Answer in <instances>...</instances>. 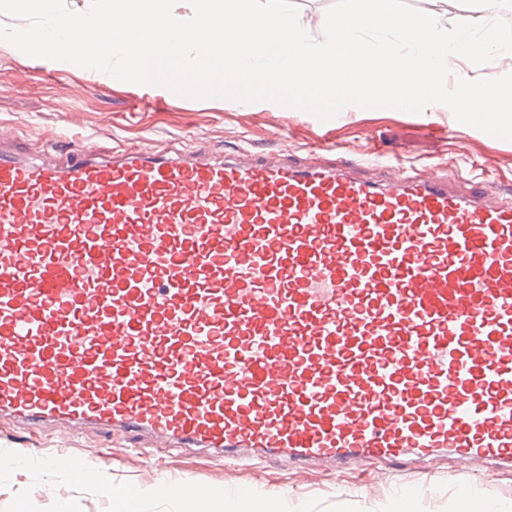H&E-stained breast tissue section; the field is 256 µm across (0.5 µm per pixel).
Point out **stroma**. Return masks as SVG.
Here are the masks:
<instances>
[{
    "label": "stroma",
    "mask_w": 512,
    "mask_h": 512,
    "mask_svg": "<svg viewBox=\"0 0 512 512\" xmlns=\"http://www.w3.org/2000/svg\"><path fill=\"white\" fill-rule=\"evenodd\" d=\"M159 95L160 112L138 111V97ZM16 130L18 149L40 154L57 134L92 139L99 151L143 144L165 150L206 147L231 153L239 148L276 150L289 160L305 158L326 143L337 157H353L370 143L399 153L409 174L439 166L452 181L484 180L487 188L512 180V141L458 122L443 104L410 113L356 106L328 120L264 101L192 99L154 85L121 82L64 61L33 58L0 42V124ZM65 449L67 468L45 466L43 456ZM433 479L384 476L375 467L295 475L285 462L263 458L229 465L223 459L180 450L154 461L148 446L98 432L80 435L30 431L0 422V512H114L108 487L138 488L140 512H208V502L159 493L161 480L223 490L228 512H457L467 491H475L496 512H512V473L484 469L468 479L454 464L440 463Z\"/></svg>",
    "instance_id": "obj_1"
}]
</instances>
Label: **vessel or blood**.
Returning <instances> with one entry per match:
<instances>
[{
    "instance_id": "obj_1",
    "label": "vessel or blood",
    "mask_w": 512,
    "mask_h": 512,
    "mask_svg": "<svg viewBox=\"0 0 512 512\" xmlns=\"http://www.w3.org/2000/svg\"><path fill=\"white\" fill-rule=\"evenodd\" d=\"M0 127V420L297 473L512 470V196L382 152L90 145ZM387 177H363L366 168Z\"/></svg>"
}]
</instances>
